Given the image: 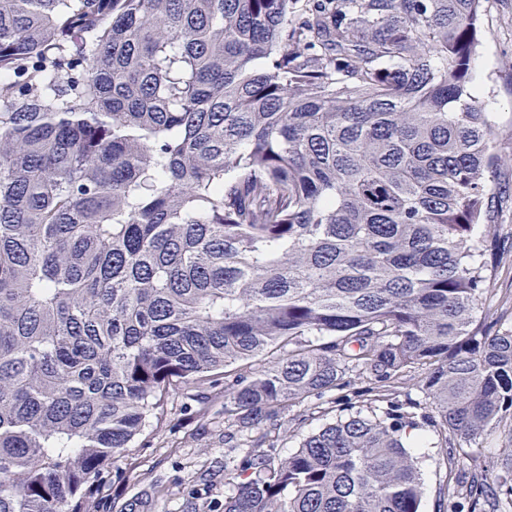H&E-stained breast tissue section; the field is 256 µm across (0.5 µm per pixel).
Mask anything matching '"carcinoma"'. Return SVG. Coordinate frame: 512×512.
Here are the masks:
<instances>
[{"instance_id":"obj_1","label":"carcinoma","mask_w":512,"mask_h":512,"mask_svg":"<svg viewBox=\"0 0 512 512\" xmlns=\"http://www.w3.org/2000/svg\"><path fill=\"white\" fill-rule=\"evenodd\" d=\"M481 4L0 0V512H86L182 388L224 394L222 512H420L415 418L512 420ZM494 291L486 302L483 317L487 322L512 326V252H501L493 270ZM341 407H343L342 404L341 405H339V403L334 404V403H331V400H330L329 402L324 403V405L322 406L321 411H325V413L322 416L316 417L314 419H309V417H304L309 420L303 421V423H301V420L299 421V419H300L299 415L300 414L308 415V411L304 412V409H305L304 407L291 408L288 412V419L294 418L296 420V421H292V423H290V426L292 427V429L295 430V432L293 433V434H295V436L292 438H288L286 441H284L283 448H279L280 455L281 456L288 455L289 452H291L293 449L296 448L297 442L299 441L300 438L311 433L313 430H315L317 427H319L322 423L333 420L337 415H339ZM298 423H301V424H298Z\"/></svg>"}]
</instances>
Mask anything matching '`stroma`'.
I'll return each mask as SVG.
<instances>
[{"label":"stroma","instance_id":"1","mask_svg":"<svg viewBox=\"0 0 512 512\" xmlns=\"http://www.w3.org/2000/svg\"><path fill=\"white\" fill-rule=\"evenodd\" d=\"M471 86L489 113L497 131L499 153L512 152V0H483L478 45L471 60ZM486 223L498 236L512 240V167L499 168L491 183ZM493 294L484 307L487 321L512 326V252L501 253L493 270ZM167 419L151 433L146 447H135L115 460L124 480L108 483L100 507L112 512L113 503L138 500L144 512H201L195 490L208 488L211 498L223 499L224 398H212L208 418L196 415V404L186 392L170 396ZM424 447L415 449L423 478L421 512H439L447 503V491L471 475L496 482L502 472L496 466L501 449L512 448V422L504 421L488 434L480 451L459 439L446 447L435 444L430 427L417 429Z\"/></svg>","mask_w":512,"mask_h":512}]
</instances>
